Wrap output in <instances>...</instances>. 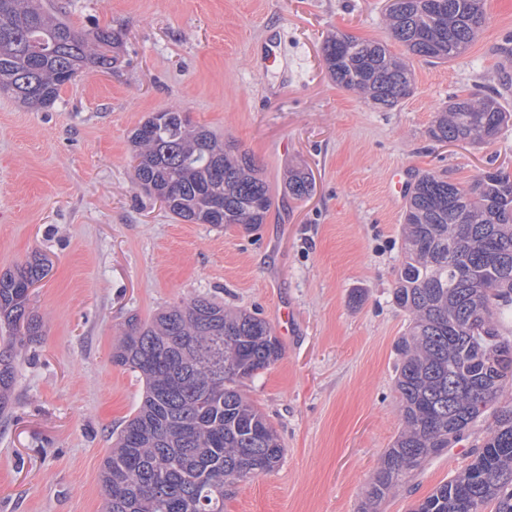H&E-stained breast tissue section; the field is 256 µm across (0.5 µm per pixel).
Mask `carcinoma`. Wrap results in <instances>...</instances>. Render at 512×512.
Masks as SVG:
<instances>
[{"label": "carcinoma", "mask_w": 512, "mask_h": 512, "mask_svg": "<svg viewBox=\"0 0 512 512\" xmlns=\"http://www.w3.org/2000/svg\"><path fill=\"white\" fill-rule=\"evenodd\" d=\"M484 0H389L388 35L409 55L446 62L466 52L486 21ZM118 30H75L43 0H0V93L30 108L52 106L87 68L120 62ZM336 84L392 108L413 90L411 69L380 41L341 34L325 40ZM503 93L453 96L431 135L439 142H487L512 121ZM134 183L190 224L263 223L276 191L253 159L184 112L152 114L131 136ZM313 190L301 168L284 192ZM403 258L393 301L409 314L396 343L395 391L403 429L375 468L361 512H379L425 464L492 419L472 462L437 486L414 512H512V175L486 172L467 186L435 174L410 188ZM47 274L35 256L0 274V415L9 410L15 365L42 335L30 292ZM282 345L258 316L204 297L140 323L132 318L112 362L139 374L140 406L105 458L104 512H224L226 488L270 472L284 448L240 384L277 362Z\"/></svg>", "instance_id": "carcinoma-1"}]
</instances>
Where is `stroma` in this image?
<instances>
[{
  "label": "stroma",
  "instance_id": "35a3bbf8",
  "mask_svg": "<svg viewBox=\"0 0 512 512\" xmlns=\"http://www.w3.org/2000/svg\"><path fill=\"white\" fill-rule=\"evenodd\" d=\"M76 29L122 31L117 68L89 69L47 109L0 94V273L39 254L31 290L43 334L18 360L0 417V512H101L104 458L139 406V375L115 365L127 320L196 297L258 313L283 356L242 393L275 426L280 466L239 483L224 512H358L402 428L392 300L402 258L395 179L433 172L469 184L512 174V124L481 145L429 134L453 95L500 85L512 0H486L459 58L411 57L414 92L390 109L336 85L322 46L338 33L389 41L386 0H53ZM277 60L266 66L268 42ZM175 109L248 153L282 186L310 173L301 201L279 197L253 232L189 224L132 180L130 136ZM485 423L389 497L411 512L464 469Z\"/></svg>",
  "mask_w": 512,
  "mask_h": 512
}]
</instances>
